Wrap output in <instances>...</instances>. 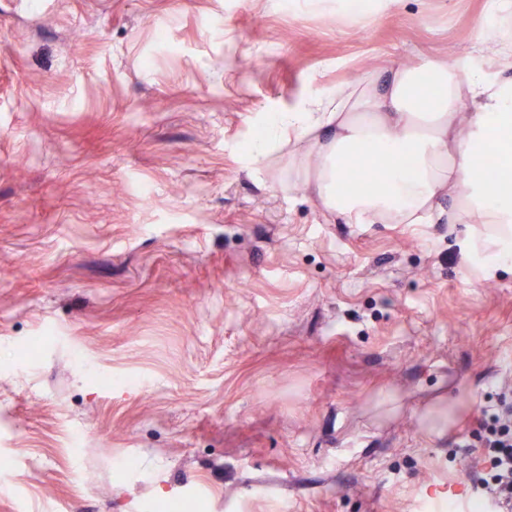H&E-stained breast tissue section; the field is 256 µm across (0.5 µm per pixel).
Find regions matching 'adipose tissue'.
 <instances>
[{
	"label": "adipose tissue",
	"instance_id": "adipose-tissue-1",
	"mask_svg": "<svg viewBox=\"0 0 512 512\" xmlns=\"http://www.w3.org/2000/svg\"><path fill=\"white\" fill-rule=\"evenodd\" d=\"M384 72L386 81L318 88L266 117L254 158L288 143L295 177L345 223L466 224L482 266L512 259V78L439 58L417 68L390 62ZM491 151L499 164L490 189L471 171ZM361 153L381 172L366 191L343 178L346 160Z\"/></svg>",
	"mask_w": 512,
	"mask_h": 512
}]
</instances>
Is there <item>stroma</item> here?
I'll return each mask as SVG.
<instances>
[{
	"label": "stroma",
	"instance_id": "obj_1",
	"mask_svg": "<svg viewBox=\"0 0 512 512\" xmlns=\"http://www.w3.org/2000/svg\"><path fill=\"white\" fill-rule=\"evenodd\" d=\"M495 0H0V512H451L512 261L338 222L264 115L395 61L512 77Z\"/></svg>",
	"mask_w": 512,
	"mask_h": 512
}]
</instances>
